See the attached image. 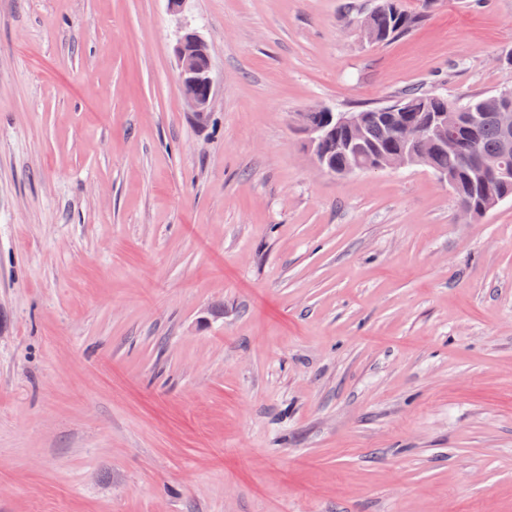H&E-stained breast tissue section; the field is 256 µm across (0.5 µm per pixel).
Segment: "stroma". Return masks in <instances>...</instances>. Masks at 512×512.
<instances>
[{
  "label": "stroma",
  "instance_id": "35a3bbf8",
  "mask_svg": "<svg viewBox=\"0 0 512 512\" xmlns=\"http://www.w3.org/2000/svg\"><path fill=\"white\" fill-rule=\"evenodd\" d=\"M376 3L0 0V512H512V200L295 122L499 91L512 0ZM364 19L366 31L372 33L376 44H387L403 37L422 18L406 13L395 0H381ZM381 7L378 8V6ZM181 89L187 104L204 112L213 93L212 62L209 47L196 32H185L174 47Z\"/></svg>",
  "mask_w": 512,
  "mask_h": 512
}]
</instances>
